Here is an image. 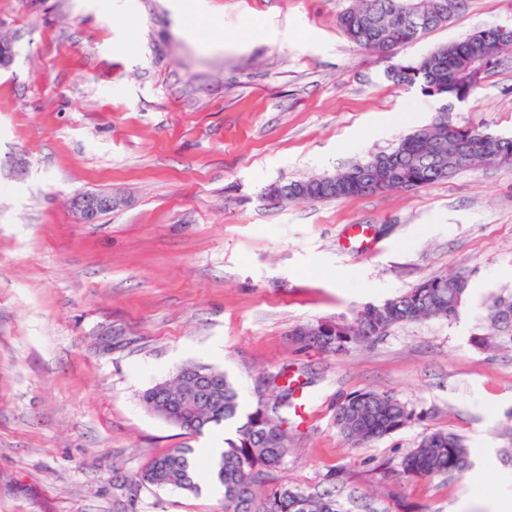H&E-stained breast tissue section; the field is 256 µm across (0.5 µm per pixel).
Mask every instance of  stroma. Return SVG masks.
Here are the masks:
<instances>
[{
  "mask_svg": "<svg viewBox=\"0 0 512 512\" xmlns=\"http://www.w3.org/2000/svg\"><path fill=\"white\" fill-rule=\"evenodd\" d=\"M171 2L0 0L15 49L0 70V512H114L116 475L180 447L194 451L198 492L148 487L137 512H224L203 491L223 427L192 434L140 400L188 364L223 370L246 412L260 376L283 369L310 393L278 482L317 491L336 471L345 512H493L512 478V326H491L512 302V163L336 201L272 205L264 192L430 123L442 100L392 70L512 26V0H464L390 56L342 34L353 0H205L200 15L183 0L180 16ZM448 120L512 135V55ZM86 190L126 204L81 223L70 200ZM352 224L371 227V252L342 251ZM449 273L467 280L456 319L397 325L339 355L292 339ZM369 390L411 418L356 445L336 408ZM434 431L462 440L467 470L397 478Z\"/></svg>",
  "mask_w": 512,
  "mask_h": 512,
  "instance_id": "obj_1",
  "label": "stroma"
}]
</instances>
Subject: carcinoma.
<instances>
[{"label": "carcinoma", "instance_id": "1", "mask_svg": "<svg viewBox=\"0 0 512 512\" xmlns=\"http://www.w3.org/2000/svg\"><path fill=\"white\" fill-rule=\"evenodd\" d=\"M463 0H355V4L338 17L343 34L356 47L380 54L413 43L425 34L448 23ZM512 51V46L501 47L489 38L482 42L473 36L435 48L420 60L401 65L392 74L398 85H420L422 92L446 102L443 114L430 124L405 136L389 151L394 156L392 166L380 175V185L370 190L378 194L402 190V185L413 188L434 185L448 179L446 172L463 167L498 162L499 153L512 157V138L495 137L476 128L450 130L448 105L455 95L469 90L496 68L501 56ZM452 134L472 140H485L488 150L463 155L448 149ZM362 166L353 163L334 174L310 177L288 183L286 201L340 200L364 195L355 184L351 171ZM303 186L306 195L293 197V186ZM454 276L431 277L417 286L382 302L388 310L384 320L371 323L362 330L351 325L323 333L326 350L342 353L348 346L363 340L376 339L393 326L419 321L428 317L454 319L460 308L452 301L448 283ZM201 369L212 375L213 386L207 402L193 410L180 400L181 377L153 385L141 394L148 410L158 404L169 403L166 420L195 434H201L213 425L239 422L235 437L224 440L226 447L213 463L216 480L224 489V512H343L330 491L310 492L280 483L274 476L288 455V438L281 428L290 423L296 409L294 390L288 385H276L272 375L268 383L274 385V399L256 404L253 410L241 415L238 394L224 372L203 365ZM368 392L350 395L342 402V409L359 416L360 442H370L392 434L406 425L411 413L399 400L389 396L379 405L369 406L361 401ZM468 466V449L457 436L441 431L424 435L417 446L406 453L400 462L401 478L434 477L463 473ZM175 489L195 493L193 450L171 448L155 457L141 474L116 480V512H131L138 494L145 486Z\"/></svg>", "mask_w": 512, "mask_h": 512}]
</instances>
